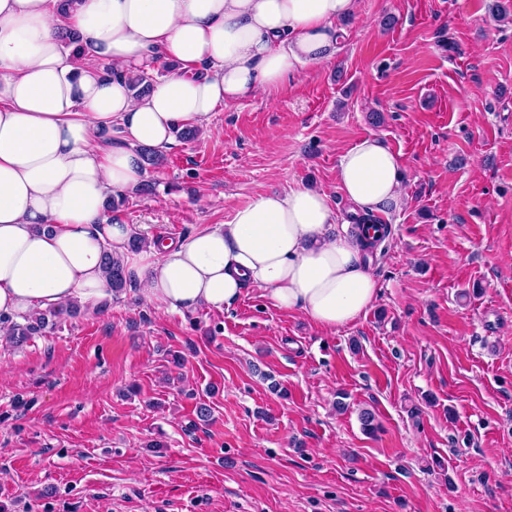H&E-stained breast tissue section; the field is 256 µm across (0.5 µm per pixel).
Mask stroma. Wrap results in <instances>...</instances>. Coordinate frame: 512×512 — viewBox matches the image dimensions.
I'll list each match as a JSON object with an SVG mask.
<instances>
[{
  "label": "stroma",
  "mask_w": 512,
  "mask_h": 512,
  "mask_svg": "<svg viewBox=\"0 0 512 512\" xmlns=\"http://www.w3.org/2000/svg\"><path fill=\"white\" fill-rule=\"evenodd\" d=\"M343 27L111 216L185 240L313 185L348 221L338 158L378 137L408 201L377 218L374 306L327 331L253 287L180 314L135 285L0 344V512H512V0H360Z\"/></svg>",
  "instance_id": "stroma-1"
}]
</instances>
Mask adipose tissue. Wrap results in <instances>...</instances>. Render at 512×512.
Wrapping results in <instances>:
<instances>
[{"instance_id":"1","label":"adipose tissue","mask_w":512,"mask_h":512,"mask_svg":"<svg viewBox=\"0 0 512 512\" xmlns=\"http://www.w3.org/2000/svg\"><path fill=\"white\" fill-rule=\"evenodd\" d=\"M358 12L359 0H0V335L111 298L108 251L169 311L221 310L253 286L324 329L358 321L380 285L321 188L262 195L228 223L134 253L132 226L104 217L108 199L141 185V148L206 130L217 109L330 60ZM160 64L171 72L134 96L127 75ZM336 179L360 219L406 203L400 158L377 137L341 155Z\"/></svg>"}]
</instances>
